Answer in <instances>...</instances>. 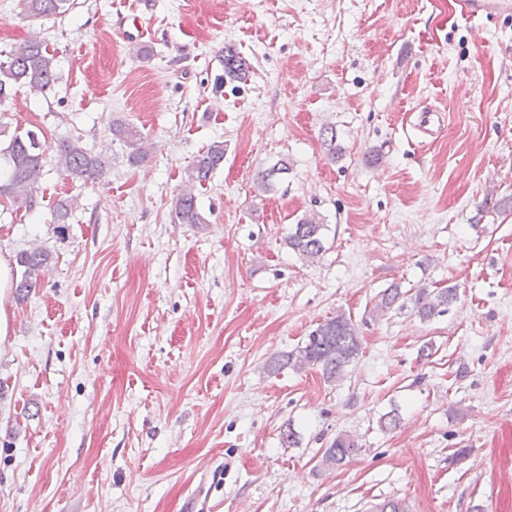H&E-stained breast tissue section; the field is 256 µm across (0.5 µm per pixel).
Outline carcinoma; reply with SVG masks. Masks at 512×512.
I'll list each match as a JSON object with an SVG mask.
<instances>
[{"mask_svg": "<svg viewBox=\"0 0 512 512\" xmlns=\"http://www.w3.org/2000/svg\"><path fill=\"white\" fill-rule=\"evenodd\" d=\"M22 14L28 19L57 15L66 12L70 0H19ZM249 65L235 46H224V76L231 80H244ZM59 80L56 56L48 45L38 39H31L14 50L8 60L0 62V108L10 103L22 88L36 92L54 89ZM112 136L124 143L128 149L130 165L144 162L151 154L153 144L147 142L135 127L128 123L112 124ZM55 150L56 165L65 175L85 182L96 181L105 169L104 156L93 153L79 142L68 137L57 139L54 144L42 142L33 130L6 133V126L0 121V205L15 211L30 212L36 201L33 191L39 182L44 167V155L49 149ZM224 166V143L214 142L194 157L187 171L176 202V217L183 224H202L204 218L198 207L197 187ZM288 159H280L270 167L259 169L253 177L254 189L263 194L271 191L288 174ZM73 201H60L52 214V223L59 225L58 232H64V224L72 209ZM324 230L321 218L310 214L297 221L288 232V247L302 260H312L325 250ZM50 251L35 246L21 251L16 256L17 265L23 268L21 280L16 285L17 296L24 298L35 287L51 265ZM405 293L393 286L381 294L370 311L380 318L403 299ZM457 298L456 289L448 287L432 290L422 287L412 301L417 316L430 320L448 310ZM361 349L357 326L352 319L339 313L324 320L312 330L306 341L270 362L273 371L288 368L301 373L309 367L321 369L326 382L333 384L344 376L350 364L355 361ZM360 452L355 438L339 434L329 446L323 449L317 466L333 470L349 463Z\"/></svg>", "mask_w": 512, "mask_h": 512, "instance_id": "obj_1", "label": "carcinoma"}]
</instances>
